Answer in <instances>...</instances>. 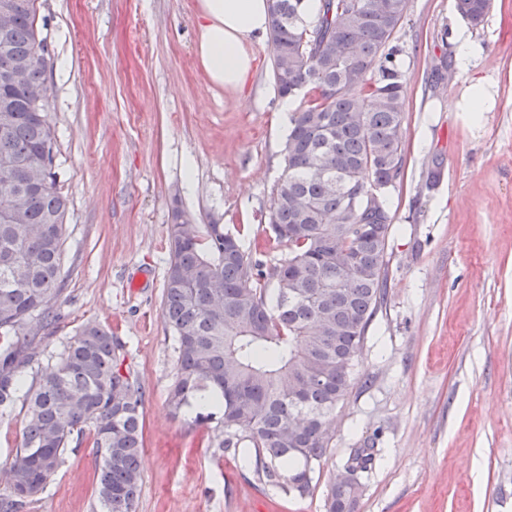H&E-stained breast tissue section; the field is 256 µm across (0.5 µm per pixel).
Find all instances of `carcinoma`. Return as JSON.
I'll use <instances>...</instances> for the list:
<instances>
[{"mask_svg":"<svg viewBox=\"0 0 512 512\" xmlns=\"http://www.w3.org/2000/svg\"><path fill=\"white\" fill-rule=\"evenodd\" d=\"M0 37V82L10 125L0 158L42 161L39 172L0 175V414L23 398L21 442L0 512H20L45 490L67 448L91 434L96 512H137L142 488L143 392L125 366V345L86 323L43 358L27 324L60 317L57 304L68 199L54 171L57 140L47 103L29 90L54 64L38 0H10ZM306 0H270L274 80L283 97L310 87L289 113L285 174L268 223L288 256L270 270L222 224H191L173 211L163 316L174 333L168 404L190 423L211 424L217 447L247 449L259 481L286 495L313 493L331 448L336 407L354 381L370 323L385 296L392 216L384 195L403 167L404 75L391 45L409 0H322L303 24ZM479 26L490 0H455ZM373 448H353L344 470L372 468ZM351 490L331 482L326 512H352Z\"/></svg>","mask_w":512,"mask_h":512,"instance_id":"carcinoma-1","label":"carcinoma"}]
</instances>
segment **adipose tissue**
Listing matches in <instances>:
<instances>
[{
	"instance_id": "obj_1",
	"label": "adipose tissue",
	"mask_w": 512,
	"mask_h": 512,
	"mask_svg": "<svg viewBox=\"0 0 512 512\" xmlns=\"http://www.w3.org/2000/svg\"><path fill=\"white\" fill-rule=\"evenodd\" d=\"M269 0H199L194 51L215 86L243 93L253 69V43L269 31Z\"/></svg>"
}]
</instances>
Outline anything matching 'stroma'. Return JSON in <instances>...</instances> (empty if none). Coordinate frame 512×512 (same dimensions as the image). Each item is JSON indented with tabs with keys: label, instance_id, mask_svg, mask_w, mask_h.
<instances>
[{
	"label": "stroma",
	"instance_id": "1",
	"mask_svg": "<svg viewBox=\"0 0 512 512\" xmlns=\"http://www.w3.org/2000/svg\"><path fill=\"white\" fill-rule=\"evenodd\" d=\"M54 67L49 117L69 200L60 319L29 322L36 351L95 322L121 336L143 392L137 512H326L351 449L377 448L355 512H512V0L469 29L483 53L455 60V0H410L393 43L405 75V164L384 301L335 413L312 496L261 486L167 404L173 332L162 314L173 208L237 230L274 266L288 254L267 214L285 170L268 43L254 45L246 95L213 86L195 52L198 0H41ZM495 84L473 123L449 109L470 77ZM95 450L67 449L25 512H92Z\"/></svg>",
	"mask_w": 512,
	"mask_h": 512
}]
</instances>
